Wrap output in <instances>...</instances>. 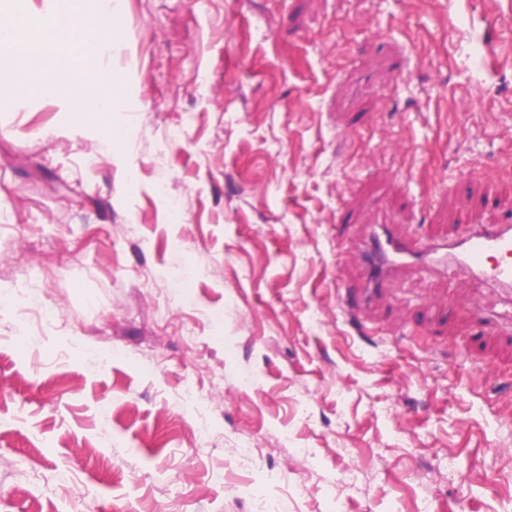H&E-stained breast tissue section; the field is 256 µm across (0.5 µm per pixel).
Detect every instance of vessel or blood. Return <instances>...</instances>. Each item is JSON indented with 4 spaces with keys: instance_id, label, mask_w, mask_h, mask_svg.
Here are the masks:
<instances>
[{
    "instance_id": "vessel-or-blood-1",
    "label": "vessel or blood",
    "mask_w": 512,
    "mask_h": 512,
    "mask_svg": "<svg viewBox=\"0 0 512 512\" xmlns=\"http://www.w3.org/2000/svg\"><path fill=\"white\" fill-rule=\"evenodd\" d=\"M362 256L364 287L360 300L346 309L351 318L370 310L392 278L429 268L465 272L512 296V224H478L466 239L430 248L403 236L395 225L376 224Z\"/></svg>"
}]
</instances>
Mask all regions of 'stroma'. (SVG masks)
Masks as SVG:
<instances>
[{
  "instance_id": "obj_1",
  "label": "stroma",
  "mask_w": 512,
  "mask_h": 512,
  "mask_svg": "<svg viewBox=\"0 0 512 512\" xmlns=\"http://www.w3.org/2000/svg\"><path fill=\"white\" fill-rule=\"evenodd\" d=\"M111 62L0 104V512H512L488 286L339 308L370 225L512 218V0H122Z\"/></svg>"
}]
</instances>
